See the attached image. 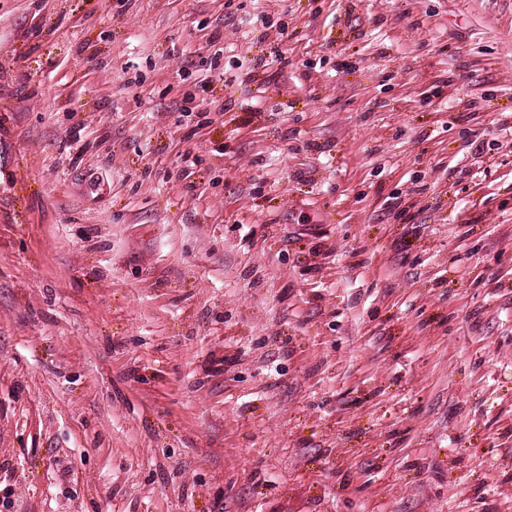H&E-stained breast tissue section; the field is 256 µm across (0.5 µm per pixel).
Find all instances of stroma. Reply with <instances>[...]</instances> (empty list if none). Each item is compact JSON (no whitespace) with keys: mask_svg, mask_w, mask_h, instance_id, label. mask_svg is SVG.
I'll list each match as a JSON object with an SVG mask.
<instances>
[{"mask_svg":"<svg viewBox=\"0 0 512 512\" xmlns=\"http://www.w3.org/2000/svg\"><path fill=\"white\" fill-rule=\"evenodd\" d=\"M0 512H512V0H0Z\"/></svg>","mask_w":512,"mask_h":512,"instance_id":"stroma-1","label":"stroma"}]
</instances>
